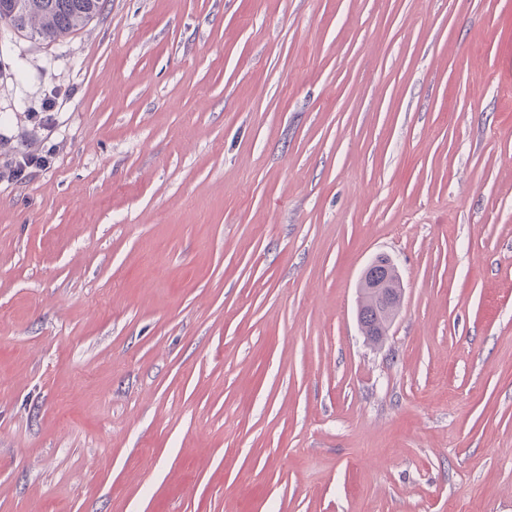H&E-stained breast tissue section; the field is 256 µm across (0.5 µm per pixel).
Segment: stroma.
Instances as JSON below:
<instances>
[{
	"mask_svg": "<svg viewBox=\"0 0 512 512\" xmlns=\"http://www.w3.org/2000/svg\"><path fill=\"white\" fill-rule=\"evenodd\" d=\"M26 137L58 152L0 182V512H512V0L0 25V165ZM372 262L375 269L382 270L384 275H388V299H380L373 292L369 282L358 285V322L365 340L376 346L382 344L387 335L395 313L401 305L403 289L388 256L378 255Z\"/></svg>",
	"mask_w": 512,
	"mask_h": 512,
	"instance_id": "1",
	"label": "stroma"
}]
</instances>
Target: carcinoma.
<instances>
[{
  "label": "carcinoma",
  "mask_w": 512,
  "mask_h": 512,
  "mask_svg": "<svg viewBox=\"0 0 512 512\" xmlns=\"http://www.w3.org/2000/svg\"><path fill=\"white\" fill-rule=\"evenodd\" d=\"M104 5L105 0H0V24L21 35L52 42L85 28L101 15ZM373 266L388 275V299H380L367 282L358 285V322L365 340L376 346L383 343L401 305L402 287L388 256H376Z\"/></svg>",
  "instance_id": "cac0c4a2"
}]
</instances>
